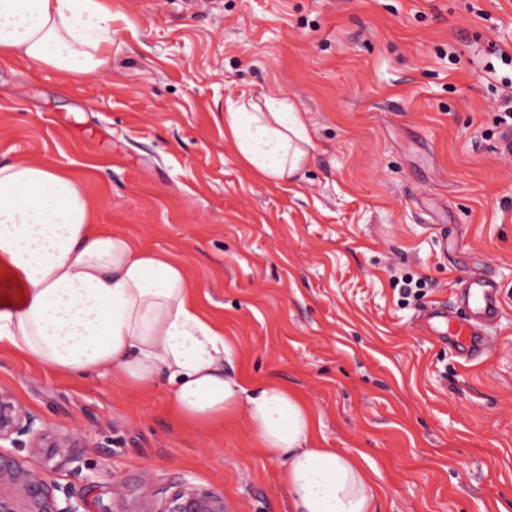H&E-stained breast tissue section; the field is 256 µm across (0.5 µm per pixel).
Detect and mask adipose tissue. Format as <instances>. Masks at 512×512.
Returning <instances> with one entry per match:
<instances>
[{
    "instance_id": "obj_1",
    "label": "adipose tissue",
    "mask_w": 512,
    "mask_h": 512,
    "mask_svg": "<svg viewBox=\"0 0 512 512\" xmlns=\"http://www.w3.org/2000/svg\"><path fill=\"white\" fill-rule=\"evenodd\" d=\"M111 0H0V58L89 75L112 49ZM224 135L260 176L285 181L310 139L287 99L242 100ZM0 348L74 378L106 370L150 389L165 382L176 420L193 428L244 418L255 447L281 454L296 512H374L353 457L313 440L311 408L287 385L224 372L232 350L201 314L184 268L101 231L84 185L38 161L0 164Z\"/></svg>"
}]
</instances>
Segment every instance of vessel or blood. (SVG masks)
<instances>
[{"label":"vessel or blood","mask_w":512,"mask_h":512,"mask_svg":"<svg viewBox=\"0 0 512 512\" xmlns=\"http://www.w3.org/2000/svg\"><path fill=\"white\" fill-rule=\"evenodd\" d=\"M467 315L451 320L446 307L440 304L426 307L424 326L438 340L454 347L459 356L473 360L490 346V329L501 316V301L494 281L489 277L473 276L462 281L458 291Z\"/></svg>","instance_id":"1"}]
</instances>
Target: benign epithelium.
I'll list each match as a JSON object with an SVG mask.
<instances>
[{"mask_svg": "<svg viewBox=\"0 0 512 512\" xmlns=\"http://www.w3.org/2000/svg\"><path fill=\"white\" fill-rule=\"evenodd\" d=\"M2 441L13 450L0 449V512H224V496L216 490L186 479L159 488L148 472L130 493L112 485L107 500H89L86 491L57 484L50 478L56 467L68 465L81 474L82 439L49 425L0 389ZM23 450L25 457L19 455Z\"/></svg>", "mask_w": 512, "mask_h": 512, "instance_id": "benign-epithelium-1", "label": "benign epithelium"}]
</instances>
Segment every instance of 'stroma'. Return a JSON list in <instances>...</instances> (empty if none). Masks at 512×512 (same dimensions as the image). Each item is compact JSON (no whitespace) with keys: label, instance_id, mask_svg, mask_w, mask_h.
Listing matches in <instances>:
<instances>
[{"label":"stroma","instance_id":"stroma-1","mask_svg":"<svg viewBox=\"0 0 512 512\" xmlns=\"http://www.w3.org/2000/svg\"><path fill=\"white\" fill-rule=\"evenodd\" d=\"M268 96L307 126L301 179L256 177L224 138L229 103ZM510 96L512 0H112L95 75L0 59V162L69 173L103 231L180 261L227 371L295 390L374 512H512ZM469 275L502 314L466 363L419 315ZM0 388L78 432L100 486L147 472L292 512L244 419L192 430L164 387L2 350Z\"/></svg>","mask_w":512,"mask_h":512}]
</instances>
